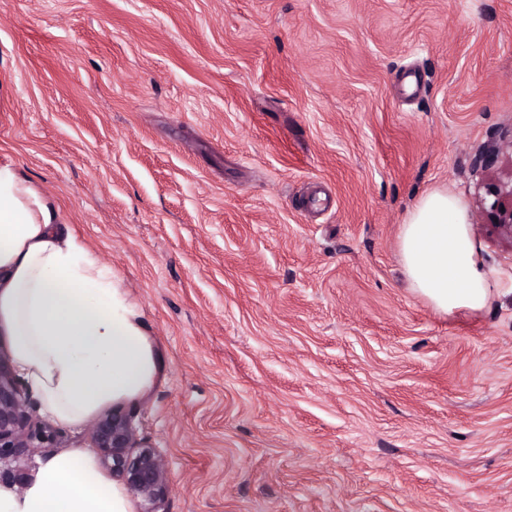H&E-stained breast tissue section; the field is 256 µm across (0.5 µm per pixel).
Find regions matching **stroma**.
I'll return each mask as SVG.
<instances>
[{
	"label": "stroma",
	"instance_id": "obj_1",
	"mask_svg": "<svg viewBox=\"0 0 512 512\" xmlns=\"http://www.w3.org/2000/svg\"><path fill=\"white\" fill-rule=\"evenodd\" d=\"M512 0H0V165L57 200L163 360L127 405L166 512H512ZM464 203L497 295L415 293ZM331 204L310 211L314 191ZM504 188L496 186L489 190V194L495 197L490 212L495 216L493 227L497 234L512 241V181L508 189ZM501 207H504V211H501ZM399 246L413 288L435 310L478 315L492 305L496 288L458 196L443 189L424 195L402 224Z\"/></svg>",
	"mask_w": 512,
	"mask_h": 512
}]
</instances>
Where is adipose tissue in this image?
<instances>
[{
  "instance_id": "adipose-tissue-1",
  "label": "adipose tissue",
  "mask_w": 512,
  "mask_h": 512,
  "mask_svg": "<svg viewBox=\"0 0 512 512\" xmlns=\"http://www.w3.org/2000/svg\"><path fill=\"white\" fill-rule=\"evenodd\" d=\"M400 252L415 291L439 312L478 315L496 290L461 199L443 189L408 213ZM0 335L50 420L79 428L103 408L137 402L162 360L122 279L68 227L57 201L0 165ZM0 512H134L128 490L75 448L42 461L24 489L0 483Z\"/></svg>"
}]
</instances>
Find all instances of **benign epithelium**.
<instances>
[{
  "mask_svg": "<svg viewBox=\"0 0 512 512\" xmlns=\"http://www.w3.org/2000/svg\"><path fill=\"white\" fill-rule=\"evenodd\" d=\"M490 212L494 229L512 241V185L496 186ZM34 416L18 388L7 357L0 352V457L15 448L36 450L32 445ZM91 443L97 448L100 464L112 471L145 503L143 512H164L171 477L156 448L138 435L131 413L112 410L100 415L91 428Z\"/></svg>",
  "mask_w": 512,
  "mask_h": 512,
  "instance_id": "1",
  "label": "benign epithelium"
}]
</instances>
